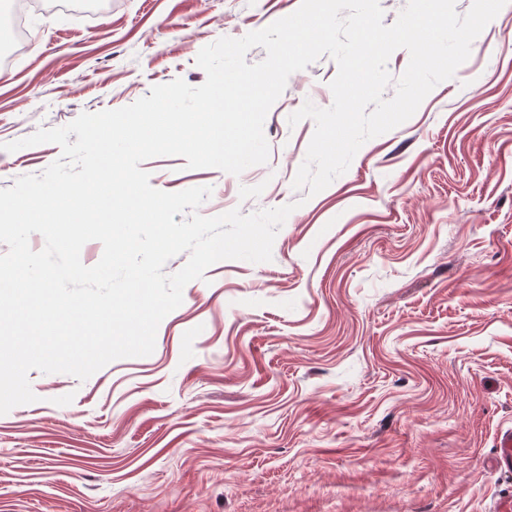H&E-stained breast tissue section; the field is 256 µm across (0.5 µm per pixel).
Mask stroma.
<instances>
[{
  "mask_svg": "<svg viewBox=\"0 0 512 512\" xmlns=\"http://www.w3.org/2000/svg\"><path fill=\"white\" fill-rule=\"evenodd\" d=\"M42 0L0 67V188L60 158L3 151L174 79L199 51L301 0ZM330 56L269 110L266 164L234 176L180 156L151 185L208 186L199 212L298 202L268 262L224 260L183 290L155 349L89 379L31 371L37 402L0 415V512H490L512 431V0L452 79L367 141L312 197L294 189L330 107Z\"/></svg>",
  "mask_w": 512,
  "mask_h": 512,
  "instance_id": "1",
  "label": "stroma"
}]
</instances>
